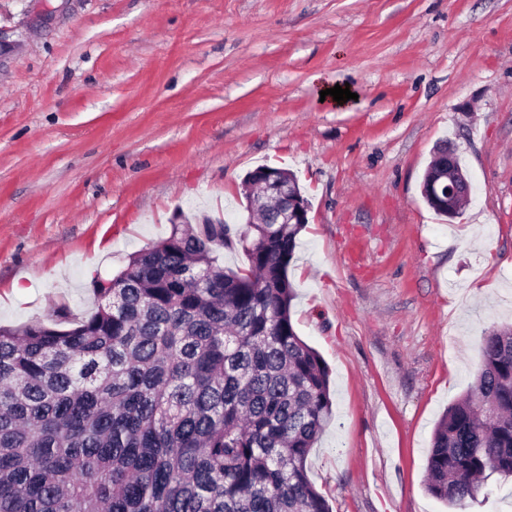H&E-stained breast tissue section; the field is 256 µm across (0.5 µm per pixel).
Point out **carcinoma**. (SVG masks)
Returning <instances> with one entry per match:
<instances>
[{"label": "carcinoma", "mask_w": 512, "mask_h": 512, "mask_svg": "<svg viewBox=\"0 0 512 512\" xmlns=\"http://www.w3.org/2000/svg\"><path fill=\"white\" fill-rule=\"evenodd\" d=\"M303 224H174L78 321L0 326V512H330L307 474L333 419L329 369L296 332ZM239 244L248 267H224ZM426 488L468 509L512 477V326L484 334Z\"/></svg>", "instance_id": "cac0c4a2"}]
</instances>
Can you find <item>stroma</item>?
Returning a JSON list of instances; mask_svg holds the SVG:
<instances>
[{"mask_svg":"<svg viewBox=\"0 0 512 512\" xmlns=\"http://www.w3.org/2000/svg\"><path fill=\"white\" fill-rule=\"evenodd\" d=\"M447 139L473 187L451 220L421 196ZM263 164L311 205V481L332 512H447L433 430L512 323V0H0V324L88 315L175 215L240 225Z\"/></svg>","mask_w":512,"mask_h":512,"instance_id":"stroma-1","label":"stroma"}]
</instances>
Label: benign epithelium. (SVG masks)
<instances>
[{
	"label": "benign epithelium",
	"instance_id": "7a95c632",
	"mask_svg": "<svg viewBox=\"0 0 512 512\" xmlns=\"http://www.w3.org/2000/svg\"><path fill=\"white\" fill-rule=\"evenodd\" d=\"M440 160L429 179L422 184L421 193L440 211L454 218L459 201L468 196L470 182L466 171L455 164L443 161L448 153L435 152ZM256 194L247 206L245 223H255L254 215L259 210L267 211L268 224H306L309 204L303 200L296 185L285 182L272 171L258 172Z\"/></svg>",
	"mask_w": 512,
	"mask_h": 512
}]
</instances>
